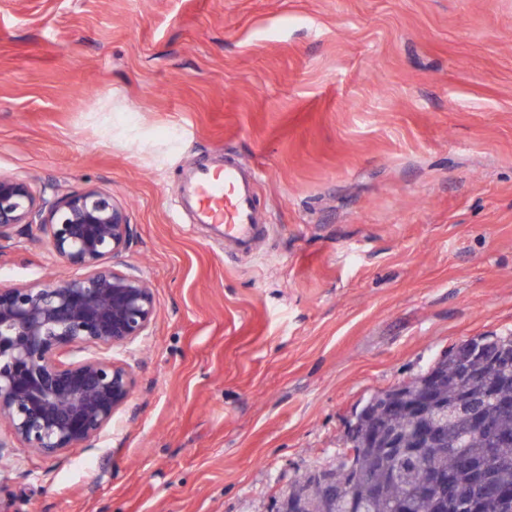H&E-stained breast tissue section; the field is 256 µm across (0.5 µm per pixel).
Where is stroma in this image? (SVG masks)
I'll list each match as a JSON object with an SVG mask.
<instances>
[{
	"label": "stroma",
	"instance_id": "stroma-1",
	"mask_svg": "<svg viewBox=\"0 0 512 512\" xmlns=\"http://www.w3.org/2000/svg\"><path fill=\"white\" fill-rule=\"evenodd\" d=\"M228 156L249 254L178 205ZM0 175L110 192L159 305L93 447L0 424V512H277L373 394L512 333V0H0ZM65 272L0 244V287Z\"/></svg>",
	"mask_w": 512,
	"mask_h": 512
}]
</instances>
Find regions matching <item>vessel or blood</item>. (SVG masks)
I'll list each match as a JSON object with an SVG mask.
<instances>
[{
	"instance_id": "b4317fda",
	"label": "vessel or blood",
	"mask_w": 512,
	"mask_h": 512,
	"mask_svg": "<svg viewBox=\"0 0 512 512\" xmlns=\"http://www.w3.org/2000/svg\"><path fill=\"white\" fill-rule=\"evenodd\" d=\"M257 167L240 162H225L223 168L198 166L184 185L187 202L202 224L222 227L224 243L241 252L254 248L261 224L255 207Z\"/></svg>"
}]
</instances>
